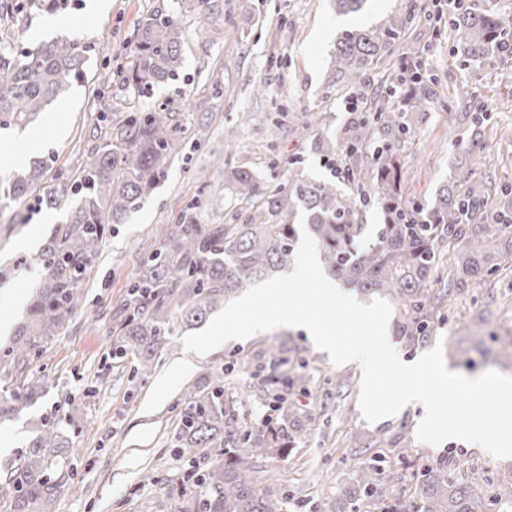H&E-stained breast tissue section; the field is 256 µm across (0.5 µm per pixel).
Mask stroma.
Here are the masks:
<instances>
[{"mask_svg":"<svg viewBox=\"0 0 512 512\" xmlns=\"http://www.w3.org/2000/svg\"><path fill=\"white\" fill-rule=\"evenodd\" d=\"M417 3L420 13L390 52L350 86L336 79L332 54L340 31L374 28L390 16ZM106 14H89L85 0H69L65 10L51 14L32 7L0 19V44L17 51L40 41L67 36L87 49L88 78L73 86L67 99L48 107L59 133H45L32 145L29 132H0V183L16 171L11 157L51 161L47 180L22 201L0 202V270L16 275L26 269L17 244L33 228L42 236L65 222L66 211L42 202L60 183L76 181L90 138L117 121L129 105L150 108L167 104L183 114L184 152L168 170V178L134 213L128 223L113 225L87 284V306L32 368L45 379L47 393L19 417L0 422V466L19 458L40 416L64 420L83 450L74 460V474L53 504V512H178L170 491L179 482L184 463L169 448L176 420L175 404L184 389L211 366L228 364L238 354H251L262 344L290 338L308 363L312 378L307 393L297 396L303 410L316 415L312 438L284 456L266 459V476L284 484L290 512H315L316 505L336 486L352 480L359 464L371 456L386 460V475L411 487L420 468L439 459L464 462L461 479L479 494L491 495L496 482L512 478V462L488 458L473 444L445 440L431 445L416 438L421 410L408 409L376 423H367L360 410L362 367L334 364L304 331L275 328L243 340H231L199 356L186 352L177 329L152 374L133 378L129 359L110 357L109 313L126 297L144 258L158 248L155 227L179 224L188 202H195L200 221L221 224L239 209L238 203L217 192L192 196L193 175L217 183L224 176L210 166L212 155L223 153L226 139H235V163L264 167L268 157L279 161L280 179L288 177V161L297 157L307 177L330 181L334 175L314 149L318 140L337 141L348 120L351 96L380 88L384 77L397 69L402 57L420 56L433 74L429 82L432 104L418 125L416 136L401 147L402 180L406 200L429 204L438 184L449 174L451 150L466 135L464 124L452 121L449 101L455 100L462 77L450 54L448 0H367L356 14L340 15L334 0H213L200 10L190 0H109ZM164 7L185 31L184 65L175 80L151 94L130 99L113 81L116 70L133 59L132 38L140 18ZM206 37H198V29ZM477 85L491 111L485 129L488 143L484 174L495 180L512 179V86L500 83L493 68L475 73ZM266 93L257 97L255 85ZM196 108L183 112L185 98ZM312 110L322 113L321 124L301 138L289 135V115ZM253 115L250 126L237 123L241 112ZM499 332L512 331V291L506 282L479 288L454 302L450 313L436 322L434 340L447 354L445 363L476 377L484 366L460 367L453 348L469 345V336L481 319ZM77 411H69L68 401ZM384 435L389 445L367 446Z\"/></svg>","mask_w":512,"mask_h":512,"instance_id":"35a3bbf8","label":"stroma"}]
</instances>
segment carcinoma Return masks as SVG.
I'll return each mask as SVG.
<instances>
[{"mask_svg":"<svg viewBox=\"0 0 512 512\" xmlns=\"http://www.w3.org/2000/svg\"><path fill=\"white\" fill-rule=\"evenodd\" d=\"M416 5L374 29L355 28L337 41L336 74L356 84L378 58L405 34ZM450 52L462 71L498 67L512 60V17L455 0L448 17ZM135 60L118 73L122 86L139 95L178 75L185 33L158 8L144 17L134 34ZM85 56L77 42L63 37L18 53L0 46V129L35 124L52 103L86 77ZM411 82L414 91L403 107L391 103L393 88ZM386 89L367 111L352 118L341 138L345 176L351 192L313 182L296 167L272 186L259 171L232 162L234 144L211 166L224 171V194L244 205L234 222L202 224L193 217L181 224L157 225L160 247L142 264L127 298L112 310V356L134 360L135 375L147 376L166 349L174 324L196 325L239 290L295 265L301 238L300 215L313 232L325 274L359 294L380 296L395 306L394 330L408 346L425 344L444 305L512 271V183L495 184L480 176L487 142V110L475 88L462 83L461 100L469 111L470 134L457 142L453 168L433 204L418 207L403 198L401 146L417 132L415 118L431 99L422 65L391 73ZM183 128L161 104L132 107L118 123L96 136L89 160L74 187L49 192L50 209L65 208L68 219L56 227L33 258L43 272L41 295L13 343L0 354V374L22 385L15 403L0 401V419L20 413L43 398L46 382L30 374L34 361L85 308V287L114 224H124L168 176L184 148ZM48 162L35 160L0 185V200H20L47 179ZM375 202L383 223L368 227L356 197ZM451 260H445L448 249ZM475 346L492 343L512 362V333L502 335L487 319ZM297 348L273 343L249 357L207 369L189 385L171 436L185 463L182 480L200 488L198 499L181 512H286L288 494L258 473L267 457L308 441L316 417L286 395L309 382ZM262 378L259 396L269 399L258 423L242 406L254 393L232 385L231 374ZM81 449L60 423L46 416L30 436L25 454L3 467L6 512H51L72 476L70 462ZM364 501L388 502L393 512H487L488 504L512 507V482L496 485L493 499L479 496L444 461L421 467L410 489L384 476L383 459L372 457L356 479L336 488L319 512H358Z\"/></svg>","mask_w":512,"mask_h":512,"instance_id":"obj_1","label":"carcinoma"}]
</instances>
